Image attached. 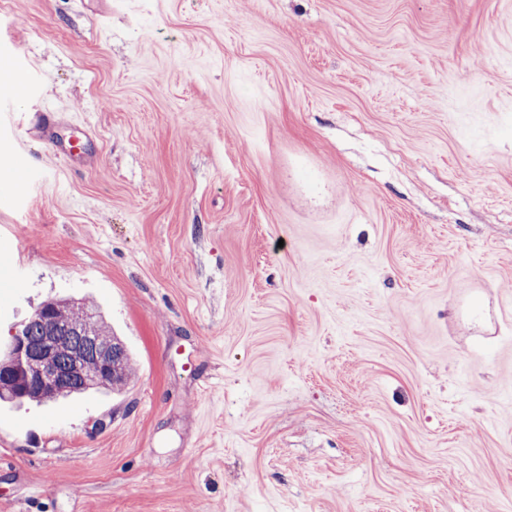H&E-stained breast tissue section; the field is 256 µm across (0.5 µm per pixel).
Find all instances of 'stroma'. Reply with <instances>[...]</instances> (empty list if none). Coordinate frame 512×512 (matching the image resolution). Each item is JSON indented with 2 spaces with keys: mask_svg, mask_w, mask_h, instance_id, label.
I'll list each match as a JSON object with an SVG mask.
<instances>
[{
  "mask_svg": "<svg viewBox=\"0 0 512 512\" xmlns=\"http://www.w3.org/2000/svg\"><path fill=\"white\" fill-rule=\"evenodd\" d=\"M0 72V348L135 367L0 403V512H512V0H0ZM84 302L75 299H50L42 302L40 307L50 309L63 324L71 322V327L59 332L60 349L58 353L59 368L65 376L63 385L53 395L47 396L40 390L28 389L27 383L19 376L8 378L0 375V401L1 402H36L46 403L83 395L89 391H120L133 379L134 369L129 349L112 328L105 322L99 309L89 304L87 307L91 315L88 321L84 318ZM34 318H29L14 336L12 347L0 356V370L3 374L11 368H21L27 373L32 384L44 389H52L60 384L63 375L56 361L57 333L60 326L51 317L43 312L34 313ZM42 327L45 332L43 336ZM36 344L43 339L40 348L33 350L28 342ZM112 340V350H101L102 367L99 376L105 375L111 368L112 375L96 384H89L68 368V360L72 352H80L86 358L87 364L96 365V351L93 341L101 344L103 341ZM113 355V357H112Z\"/></svg>",
  "mask_w": 512,
  "mask_h": 512,
  "instance_id": "35a3bbf8",
  "label": "stroma"
}]
</instances>
